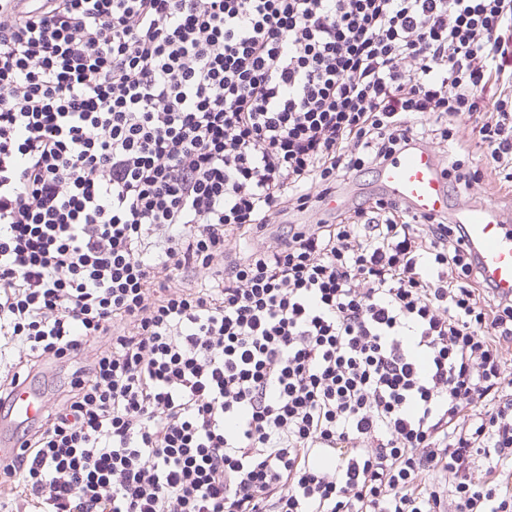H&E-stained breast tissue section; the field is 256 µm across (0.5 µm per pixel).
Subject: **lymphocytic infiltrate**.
I'll return each instance as SVG.
<instances>
[{"label":"lymphocytic infiltrate","mask_w":512,"mask_h":512,"mask_svg":"<svg viewBox=\"0 0 512 512\" xmlns=\"http://www.w3.org/2000/svg\"><path fill=\"white\" fill-rule=\"evenodd\" d=\"M413 142L512 184V0H0V356L70 370L0 512H512V297L323 212Z\"/></svg>","instance_id":"lymphocytic-infiltrate-1"}]
</instances>
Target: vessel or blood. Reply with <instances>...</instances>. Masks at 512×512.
I'll use <instances>...</instances> for the list:
<instances>
[{"instance_id": "1", "label": "vessel or blood", "mask_w": 512, "mask_h": 512, "mask_svg": "<svg viewBox=\"0 0 512 512\" xmlns=\"http://www.w3.org/2000/svg\"><path fill=\"white\" fill-rule=\"evenodd\" d=\"M447 166L432 148L418 144L393 156L373 174V185L386 198L408 205L419 216L449 213L456 224L466 225L467 243L479 261V271L497 294L512 296V214L504 215L493 203L452 207L448 197ZM7 422L38 419L47 401L28 385L18 386L10 400Z\"/></svg>"}]
</instances>
